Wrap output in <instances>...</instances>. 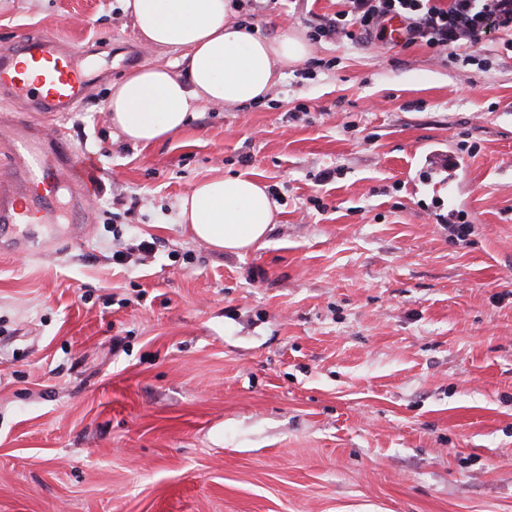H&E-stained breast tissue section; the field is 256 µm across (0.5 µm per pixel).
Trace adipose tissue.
I'll return each mask as SVG.
<instances>
[{
    "label": "adipose tissue",
    "mask_w": 512,
    "mask_h": 512,
    "mask_svg": "<svg viewBox=\"0 0 512 512\" xmlns=\"http://www.w3.org/2000/svg\"><path fill=\"white\" fill-rule=\"evenodd\" d=\"M143 43L180 51L183 74L147 65L114 83L112 123L125 139L150 146L180 131L199 105L238 106L264 99L283 69L303 62L298 35L269 39L234 24L231 0H123ZM196 240L242 254L265 240L275 206L265 185L248 176L198 182L180 202Z\"/></svg>",
    "instance_id": "adipose-tissue-1"
}]
</instances>
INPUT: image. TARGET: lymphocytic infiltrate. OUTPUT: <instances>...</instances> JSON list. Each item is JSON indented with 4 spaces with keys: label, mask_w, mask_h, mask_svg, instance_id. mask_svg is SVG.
Wrapping results in <instances>:
<instances>
[{
    "label": "lymphocytic infiltrate",
    "mask_w": 512,
    "mask_h": 512,
    "mask_svg": "<svg viewBox=\"0 0 512 512\" xmlns=\"http://www.w3.org/2000/svg\"><path fill=\"white\" fill-rule=\"evenodd\" d=\"M347 10L323 19L317 38L359 45L376 40L406 47L420 44L440 58L458 59L484 48L488 31L502 35V48L512 51V0H347ZM403 24L401 38L388 29L392 19Z\"/></svg>",
    "instance_id": "f902f5d3"
}]
</instances>
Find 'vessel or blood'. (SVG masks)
<instances>
[{"label": "vessel or blood", "mask_w": 512, "mask_h": 512, "mask_svg": "<svg viewBox=\"0 0 512 512\" xmlns=\"http://www.w3.org/2000/svg\"><path fill=\"white\" fill-rule=\"evenodd\" d=\"M26 56L41 71L37 82L19 77L17 56ZM94 75L78 61V53L52 33L24 36L0 49V94L22 101L27 111L61 114L74 111ZM8 140L17 165L0 188V225L25 234L27 225L50 224L56 217L55 188L74 179L93 157L73 156L62 135L32 136L28 124H15Z\"/></svg>", "instance_id": "1"}]
</instances>
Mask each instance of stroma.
Masks as SVG:
<instances>
[{"instance_id":"obj_1","label":"stroma","mask_w":512,"mask_h":512,"mask_svg":"<svg viewBox=\"0 0 512 512\" xmlns=\"http://www.w3.org/2000/svg\"><path fill=\"white\" fill-rule=\"evenodd\" d=\"M346 7L241 8L308 38L309 67L142 147L112 84L179 52L122 0H0V48L53 32L98 74L32 120L102 185L0 242V512H512V55L311 39ZM240 174L276 222L218 253L178 203ZM135 236L152 255L113 264Z\"/></svg>"}]
</instances>
